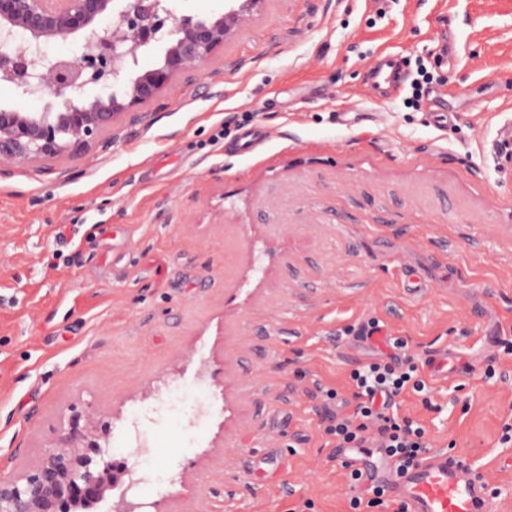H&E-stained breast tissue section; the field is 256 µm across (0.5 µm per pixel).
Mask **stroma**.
Wrapping results in <instances>:
<instances>
[{
    "label": "stroma",
    "instance_id": "1",
    "mask_svg": "<svg viewBox=\"0 0 512 512\" xmlns=\"http://www.w3.org/2000/svg\"><path fill=\"white\" fill-rule=\"evenodd\" d=\"M382 51L405 84L378 101ZM205 69L80 155L0 160V477L75 415L111 423L112 456L133 427L150 444L142 512H351L322 391L350 397L383 353L342 335L374 315L411 354L478 364L398 411L512 502V183L488 151L512 121V0H264ZM247 120L272 135L254 158ZM365 80L374 91L382 96L394 90L400 81L398 56L387 51L378 53L366 68Z\"/></svg>",
    "mask_w": 512,
    "mask_h": 512
}]
</instances>
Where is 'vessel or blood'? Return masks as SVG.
<instances>
[{"label":"vessel or blood","instance_id":"vessel-or-blood-1","mask_svg":"<svg viewBox=\"0 0 512 512\" xmlns=\"http://www.w3.org/2000/svg\"><path fill=\"white\" fill-rule=\"evenodd\" d=\"M365 80L380 95L394 90L400 81L397 55L378 53L365 71ZM491 150L498 159L500 180L511 182L512 122L501 126ZM422 362L426 373L443 383L463 369L454 347L448 344L425 353ZM336 458L361 473L360 482L347 487L353 496L370 484L382 483L389 487L393 498L404 504L406 512H500L487 481L459 451L429 449L403 474L397 472L379 443L369 448L337 450Z\"/></svg>","mask_w":512,"mask_h":512}]
</instances>
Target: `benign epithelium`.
I'll list each match as a JSON object with an SVG mask.
<instances>
[{
    "mask_svg": "<svg viewBox=\"0 0 512 512\" xmlns=\"http://www.w3.org/2000/svg\"><path fill=\"white\" fill-rule=\"evenodd\" d=\"M0 0V82L21 99L50 95L58 106L41 112L0 108V159L29 162L62 153L80 154L112 129L116 118L137 112L171 87L180 74L203 73L224 35L263 0L219 16L176 17L168 0ZM110 17V28L99 26ZM168 37L163 64L121 90L76 103L90 84L106 85L138 64L139 53ZM79 40L76 58L53 57L50 42ZM113 463L99 435L73 417L59 443L44 451L28 472L0 477V512H64L81 493L100 498L112 482Z\"/></svg>",
    "mask_w": 512,
    "mask_h": 512,
    "instance_id": "1",
    "label": "benign epithelium"
}]
</instances>
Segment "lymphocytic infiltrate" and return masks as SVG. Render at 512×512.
I'll return each mask as SVG.
<instances>
[{
  "label": "lymphocytic infiltrate",
  "instance_id": "lymphocytic-infiltrate-1",
  "mask_svg": "<svg viewBox=\"0 0 512 512\" xmlns=\"http://www.w3.org/2000/svg\"><path fill=\"white\" fill-rule=\"evenodd\" d=\"M390 355L356 364L350 372L353 403L346 413H325L324 432L340 448H357L371 425H378L389 452L400 468H408L429 448L424 428L408 417L399 416L398 399L411 392L428 396L429 390L418 364L405 355L406 343L389 338Z\"/></svg>",
  "mask_w": 512,
  "mask_h": 512
}]
</instances>
